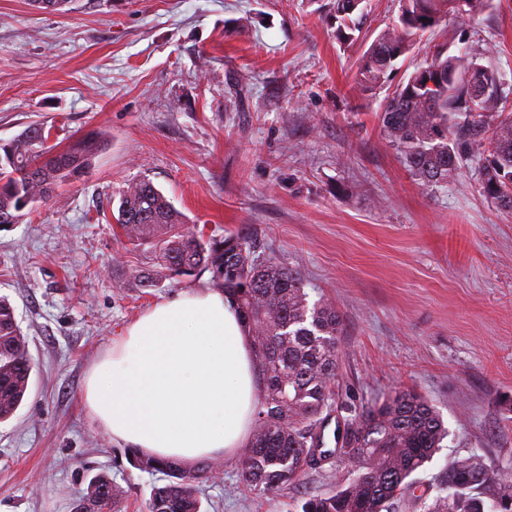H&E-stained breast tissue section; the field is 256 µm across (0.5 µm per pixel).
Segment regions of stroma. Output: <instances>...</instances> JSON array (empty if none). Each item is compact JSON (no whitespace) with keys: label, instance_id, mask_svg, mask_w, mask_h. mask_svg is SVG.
Instances as JSON below:
<instances>
[{"label":"stroma","instance_id":"stroma-1","mask_svg":"<svg viewBox=\"0 0 512 512\" xmlns=\"http://www.w3.org/2000/svg\"><path fill=\"white\" fill-rule=\"evenodd\" d=\"M332 0H74L50 14L0 0V142L28 123L65 146L105 131L91 167L18 224L0 228V296L33 364L28 394L0 424V512H74L104 473L121 512H146L158 473L90 419L92 364L155 303L211 289L209 273L144 291L121 283L152 264L126 241L119 190L147 178L204 235H247L259 253L299 268L311 299L342 320L337 411L393 388L416 391L449 436L416 475L426 496L439 474L476 452L512 468V210L466 169L422 185L385 139L388 88L361 91L359 61L396 18L398 0H364L359 38L340 43ZM456 41L495 45L488 65L512 82V0ZM222 479L199 485L203 512H301L335 490L325 464L263 494L220 457Z\"/></svg>","mask_w":512,"mask_h":512}]
</instances>
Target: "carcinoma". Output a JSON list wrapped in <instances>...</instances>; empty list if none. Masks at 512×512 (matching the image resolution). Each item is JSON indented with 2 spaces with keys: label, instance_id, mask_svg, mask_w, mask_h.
<instances>
[{
  "label": "carcinoma",
  "instance_id": "obj_1",
  "mask_svg": "<svg viewBox=\"0 0 512 512\" xmlns=\"http://www.w3.org/2000/svg\"><path fill=\"white\" fill-rule=\"evenodd\" d=\"M398 21L381 31L362 56L359 84L373 89L396 70L417 38L453 15L469 23L492 0H399ZM359 0H334L337 33L361 32L354 16ZM468 48L447 55L435 49L427 66L398 85L380 114L386 139L409 170L427 187H443L471 162L480 170L483 194L512 210V118L491 132L492 148L474 157L484 119L512 111V83L480 63L490 53ZM51 130L30 124L0 143V228L17 224L23 211L46 202L63 182L83 173L102 151L105 138L92 132L59 149ZM118 224L132 243L155 250V267L130 275L139 288H159L200 273L229 298L242 320L255 357L259 398L252 436L239 458L244 482L276 494L293 486L317 460H339L348 476L334 492L312 495L302 512H391L411 494L414 475L442 448L448 428L441 413L409 389L391 390L359 408L334 431L326 447L325 422L334 410L332 386L338 362L341 320L335 306L310 300L301 272L257 253L240 234L206 237L186 227L183 215L153 184L141 179L120 191ZM32 372L26 338L11 303L0 298V423L10 420L27 396ZM140 468L161 472L166 482L152 487L147 512H201L199 484L210 464L193 469L175 461L136 458ZM432 503L417 496L423 512H512V473L494 471L475 452L455 460L439 478ZM121 488L106 475L93 477L75 512L115 508Z\"/></svg>",
  "mask_w": 512,
  "mask_h": 512
}]
</instances>
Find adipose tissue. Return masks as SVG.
<instances>
[{
  "label": "adipose tissue",
  "mask_w": 512,
  "mask_h": 512,
  "mask_svg": "<svg viewBox=\"0 0 512 512\" xmlns=\"http://www.w3.org/2000/svg\"><path fill=\"white\" fill-rule=\"evenodd\" d=\"M257 382L223 294L187 290L138 317L94 364L83 402L113 442L191 466L248 443Z\"/></svg>",
  "instance_id": "adipose-tissue-1"
}]
</instances>
